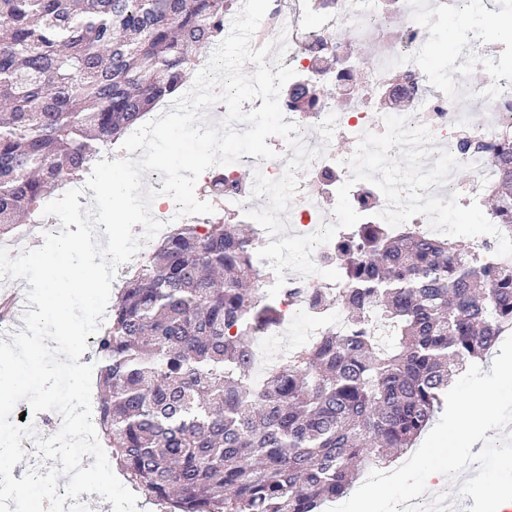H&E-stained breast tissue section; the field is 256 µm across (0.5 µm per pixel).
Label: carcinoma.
Returning a JSON list of instances; mask_svg holds the SVG:
<instances>
[{
    "mask_svg": "<svg viewBox=\"0 0 512 512\" xmlns=\"http://www.w3.org/2000/svg\"><path fill=\"white\" fill-rule=\"evenodd\" d=\"M240 0H0V234L36 224L186 85ZM287 102L324 96L293 81ZM482 205L512 225V129ZM238 217L176 224L127 279L96 341L97 425L126 481L166 512H320L365 469L413 447L453 376L512 330V263L408 226L357 224L342 287L260 290ZM348 311L252 379L253 345L282 326L283 295Z\"/></svg>",
    "mask_w": 512,
    "mask_h": 512,
    "instance_id": "cac0c4a2",
    "label": "carcinoma"
}]
</instances>
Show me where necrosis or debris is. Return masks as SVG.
<instances>
[{
    "instance_id": "obj_1",
    "label": "necrosis or debris",
    "mask_w": 512,
    "mask_h": 512,
    "mask_svg": "<svg viewBox=\"0 0 512 512\" xmlns=\"http://www.w3.org/2000/svg\"><path fill=\"white\" fill-rule=\"evenodd\" d=\"M307 5L309 12L319 18L322 32L332 35L333 51L355 49L356 71L368 91L363 94L348 90V106L341 111L326 100L311 114L285 109L286 122L319 130L322 151L298 175V188L287 214L289 235H309L321 224L334 222V215L322 205L321 198L335 194L350 176L342 164L343 153L336 150L337 142L354 148L364 133L380 134L385 130L382 111L370 105L368 95L372 92L399 97L394 115L408 117L413 126H428L437 146L469 165L465 186L451 181L432 187V194L447 199L452 192H459V203L464 207L481 200L494 175L491 157L502 132L512 127V31L494 23L498 17L512 20V0H500L494 9L488 0H398V9L393 13L381 8L380 0H307ZM452 15L464 20L456 50L444 68L426 69L424 58L430 38ZM387 32L399 41L401 52L367 53V46ZM255 36L264 45L284 41V65L292 67L297 77L319 81L314 69L316 40L294 24L286 0H271ZM474 68L483 72L477 83L470 79ZM396 71L404 75V85L392 82L391 75ZM468 102L486 112L488 122L472 126L464 109ZM272 142L276 159L267 161L245 155L201 175V182L207 185L221 181L220 198L226 211L241 215L253 207L252 188L243 183L242 170H257L270 179L283 175L294 152L281 137H273Z\"/></svg>"
}]
</instances>
